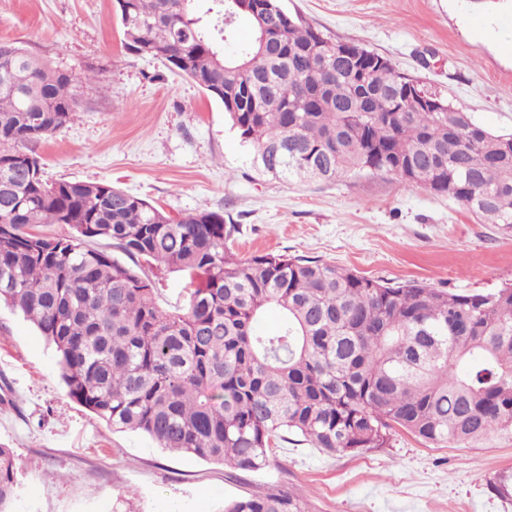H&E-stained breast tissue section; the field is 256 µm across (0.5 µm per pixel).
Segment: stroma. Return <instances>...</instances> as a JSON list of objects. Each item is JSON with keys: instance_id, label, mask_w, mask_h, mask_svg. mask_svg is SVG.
<instances>
[{"instance_id": "35a3bbf8", "label": "stroma", "mask_w": 512, "mask_h": 512, "mask_svg": "<svg viewBox=\"0 0 512 512\" xmlns=\"http://www.w3.org/2000/svg\"><path fill=\"white\" fill-rule=\"evenodd\" d=\"M330 41L385 57L396 72L512 131V0H281ZM0 40L80 75L74 121L38 142L52 180L104 182L176 215L223 211L246 258L286 253L391 283L485 293L512 283V228L459 202L362 174L333 184L258 171L221 104L183 74L123 47L115 0H0ZM0 442L21 469L15 512H223L267 490L305 512H512L488 485L512 473V436L437 448L402 428L392 445L327 455L278 441L245 471L179 456L112 430L74 402L53 348L0 308Z\"/></svg>"}]
</instances>
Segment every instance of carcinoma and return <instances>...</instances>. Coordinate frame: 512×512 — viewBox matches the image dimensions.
Listing matches in <instances>:
<instances>
[{"mask_svg":"<svg viewBox=\"0 0 512 512\" xmlns=\"http://www.w3.org/2000/svg\"><path fill=\"white\" fill-rule=\"evenodd\" d=\"M193 0H117L125 50L163 62L218 101L265 172L334 182L365 172L447 196L488 224L512 227V133L475 123L448 99L351 45L346 57L299 16L259 0L239 56L234 0L221 23ZM83 77L0 43V305L53 347L69 397L116 431H141L171 453L257 471L291 432L326 454L391 444L394 426L426 442L512 434V285L491 293L391 284L288 254L239 259L220 210L173 219L102 182L44 180L30 145L73 120ZM68 224L57 238L36 230ZM187 278L182 309L155 282L87 242ZM282 326L257 323L270 308ZM21 482L0 443V512ZM224 512H304L270 490Z\"/></svg>","mask_w":512,"mask_h":512,"instance_id":"obj_1","label":"carcinoma"}]
</instances>
